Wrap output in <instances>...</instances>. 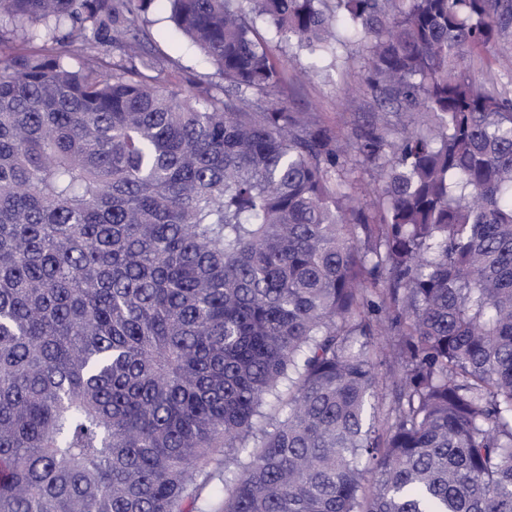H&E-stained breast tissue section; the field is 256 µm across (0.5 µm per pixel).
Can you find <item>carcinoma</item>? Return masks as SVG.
I'll return each mask as SVG.
<instances>
[{"instance_id": "obj_1", "label": "carcinoma", "mask_w": 512, "mask_h": 512, "mask_svg": "<svg viewBox=\"0 0 512 512\" xmlns=\"http://www.w3.org/2000/svg\"><path fill=\"white\" fill-rule=\"evenodd\" d=\"M166 2L221 94L161 82L153 0H0V512H204L216 474L210 512H512V89L471 73L512 0ZM259 24L364 43L373 189Z\"/></svg>"}]
</instances>
